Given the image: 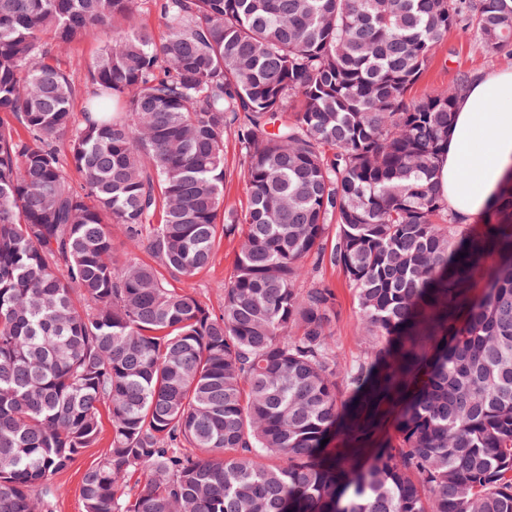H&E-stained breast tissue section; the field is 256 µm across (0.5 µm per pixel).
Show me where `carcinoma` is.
<instances>
[{"mask_svg": "<svg viewBox=\"0 0 512 512\" xmlns=\"http://www.w3.org/2000/svg\"><path fill=\"white\" fill-rule=\"evenodd\" d=\"M153 2L159 41L132 0H0V512H51L103 409L84 512H512V185L449 215L469 77L406 99L463 20L512 53V0ZM88 30L77 125L45 38ZM114 224L152 262L117 265ZM239 231L220 310L173 286ZM224 157L227 178L224 183V209L245 208L248 199V185L244 177L243 159L237 140L233 137L224 142ZM317 274L336 290L337 316L331 332L339 353L347 361L352 360L362 349L358 337L361 317L354 301L352 287L338 267L326 264Z\"/></svg>", "mask_w": 512, "mask_h": 512, "instance_id": "obj_1", "label": "carcinoma"}]
</instances>
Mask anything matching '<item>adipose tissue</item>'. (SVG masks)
Returning a JSON list of instances; mask_svg holds the SVG:
<instances>
[{
	"label": "adipose tissue",
	"mask_w": 512,
	"mask_h": 512,
	"mask_svg": "<svg viewBox=\"0 0 512 512\" xmlns=\"http://www.w3.org/2000/svg\"><path fill=\"white\" fill-rule=\"evenodd\" d=\"M512 169V69L469 83L448 132L438 187L449 212L472 224L483 217Z\"/></svg>",
	"instance_id": "adipose-tissue-1"
}]
</instances>
